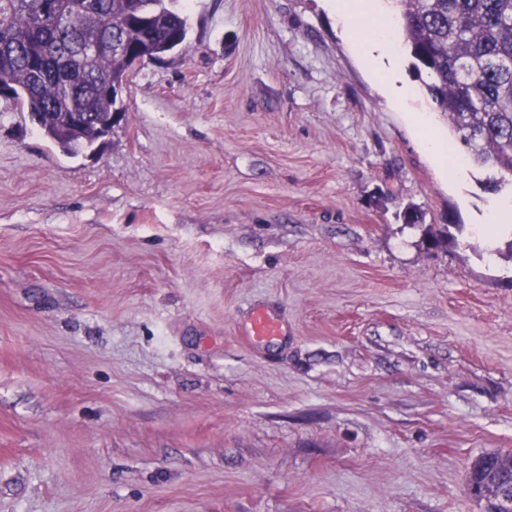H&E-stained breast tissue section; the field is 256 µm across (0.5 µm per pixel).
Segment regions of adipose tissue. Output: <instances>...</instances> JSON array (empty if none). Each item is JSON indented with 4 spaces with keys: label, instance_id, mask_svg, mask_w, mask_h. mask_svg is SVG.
<instances>
[{
    "label": "adipose tissue",
    "instance_id": "obj_1",
    "mask_svg": "<svg viewBox=\"0 0 512 512\" xmlns=\"http://www.w3.org/2000/svg\"><path fill=\"white\" fill-rule=\"evenodd\" d=\"M336 20L347 32L353 43L358 44L373 73L385 79L387 94L395 100L408 98L409 86L400 78L397 70L399 46L395 41L396 19L389 0H333ZM369 18L373 26L369 33L360 34L355 27L357 16ZM422 137V147L440 173L448 170L462 172L466 166L465 157L456 161L448 159V140L429 122L426 114L413 117Z\"/></svg>",
    "mask_w": 512,
    "mask_h": 512
}]
</instances>
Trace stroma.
Listing matches in <instances>:
<instances>
[{
    "instance_id": "1",
    "label": "stroma",
    "mask_w": 512,
    "mask_h": 512,
    "mask_svg": "<svg viewBox=\"0 0 512 512\" xmlns=\"http://www.w3.org/2000/svg\"><path fill=\"white\" fill-rule=\"evenodd\" d=\"M180 6L91 149L0 99V512H486L512 189L437 172L408 50L395 102L328 0ZM258 305L287 336L246 341Z\"/></svg>"
}]
</instances>
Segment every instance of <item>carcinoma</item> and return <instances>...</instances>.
<instances>
[{
  "mask_svg": "<svg viewBox=\"0 0 512 512\" xmlns=\"http://www.w3.org/2000/svg\"><path fill=\"white\" fill-rule=\"evenodd\" d=\"M43 0H0V84L37 118L45 137L70 155L91 148L98 125L117 111L112 83L132 66L108 55L78 56L74 40L90 41L103 26L123 34L130 53L164 54L187 38L178 0H76L60 16L40 17ZM434 109L445 117L474 162L491 171L485 190L512 185V0H392ZM86 115L82 137L65 131Z\"/></svg>",
  "mask_w": 512,
  "mask_h": 512,
  "instance_id": "carcinoma-1",
  "label": "carcinoma"
}]
</instances>
